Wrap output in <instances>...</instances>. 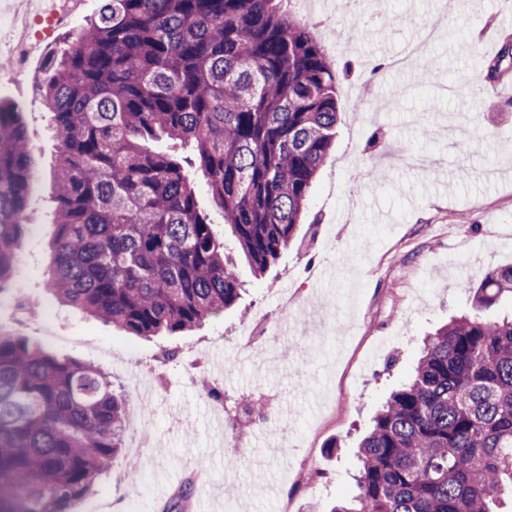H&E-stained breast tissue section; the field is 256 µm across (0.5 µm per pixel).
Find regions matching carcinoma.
<instances>
[{
    "instance_id": "carcinoma-1",
    "label": "carcinoma",
    "mask_w": 512,
    "mask_h": 512,
    "mask_svg": "<svg viewBox=\"0 0 512 512\" xmlns=\"http://www.w3.org/2000/svg\"><path fill=\"white\" fill-rule=\"evenodd\" d=\"M283 0H101L51 53L39 88L58 143L48 287L135 336L201 327L236 306L235 256L264 274L288 249L335 139L338 69ZM373 32L354 19L348 43ZM512 65L500 49L486 78ZM164 137L170 151L145 141ZM32 147L0 104V286L25 231ZM203 178L224 241L201 215ZM512 266L424 345L359 445L358 494L332 512H501L512 496ZM241 422L265 409L237 399ZM103 367L0 335V512H71L129 426Z\"/></svg>"
}]
</instances>
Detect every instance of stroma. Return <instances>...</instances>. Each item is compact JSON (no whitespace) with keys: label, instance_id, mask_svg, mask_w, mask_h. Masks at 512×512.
<instances>
[{"label":"stroma","instance_id":"stroma-1","mask_svg":"<svg viewBox=\"0 0 512 512\" xmlns=\"http://www.w3.org/2000/svg\"><path fill=\"white\" fill-rule=\"evenodd\" d=\"M100 0H80L74 23L42 43L24 78L0 46V101L22 115L32 144L30 187L17 288L0 292V334L39 341L44 327L86 336L110 351L104 366L132 405L130 431L142 445L120 450L85 501L93 512H332L357 494V446L392 389L412 372L423 339L467 312L471 288L512 265V71L487 86L486 69L512 29L499 18L512 0H381L400 25L388 45L403 53L433 13L445 32L431 47L428 79L414 70L376 69L377 39L338 53L351 72L338 88L336 144L313 184L297 238L262 279L239 265L236 307L181 336L144 338L57 301L46 281L56 233L52 171L57 142L38 88L46 57L95 16ZM482 42L484 51L468 46ZM330 272L308 284L284 313L290 332L272 362L241 352L236 335L258 311L277 313L286 278ZM41 341V340H40ZM179 351L161 365L163 348ZM217 375L225 395L278 393L283 415L248 447L227 444L210 401L187 366Z\"/></svg>","mask_w":512,"mask_h":512}]
</instances>
